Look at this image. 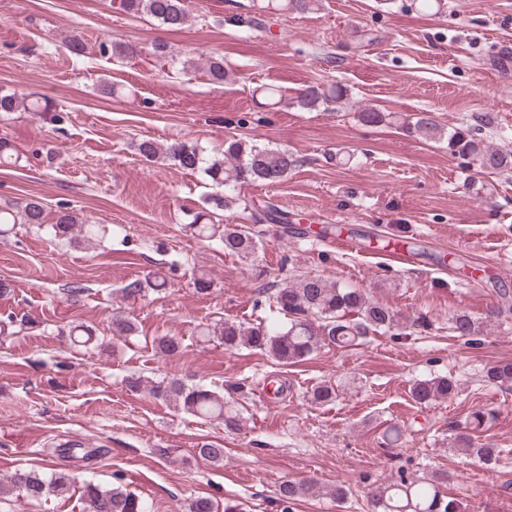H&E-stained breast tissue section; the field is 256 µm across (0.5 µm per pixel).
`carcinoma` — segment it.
Masks as SVG:
<instances>
[{
	"instance_id": "carcinoma-1",
	"label": "carcinoma",
	"mask_w": 512,
	"mask_h": 512,
	"mask_svg": "<svg viewBox=\"0 0 512 512\" xmlns=\"http://www.w3.org/2000/svg\"><path fill=\"white\" fill-rule=\"evenodd\" d=\"M318 0H278L281 11L305 13L314 9ZM124 10L132 15H145L160 21L172 31L182 29L189 21L185 0H122ZM341 97V88L335 84H312L298 96L297 104L305 110ZM36 99L16 93H0V112L40 111ZM407 132L425 139L442 136L440 124L428 112H421L416 120L406 125ZM138 154L150 162L163 159L168 164L187 171H201L217 189L231 191L238 186L263 182L276 184L287 177L297 160L286 149L271 148L255 142L232 137L225 140L224 151L219 157H207L195 144L175 142L164 147L150 140L137 144ZM448 151L460 157H475L483 169L507 170L512 167V156L491 150L482 145L477 128H459L448 135ZM228 206V197L215 193L196 212L191 223L185 225L189 232L208 241H217L224 253L241 260H253L252 271L258 278L266 276L263 266L256 263L261 231L246 224H223L214 220L216 211ZM254 223L281 224L288 229V214L273 205L267 206L263 216L249 215ZM49 224L50 234L77 247L89 244L98 236L99 227L89 224L75 212L61 210L52 220H47L43 203L36 196L27 198L20 208L0 207V226L8 224ZM167 286L165 279L157 276L128 281L120 292L125 299L141 297L147 290L160 292ZM270 310L276 313L272 320L265 319L255 325L244 326L226 321L213 328L204 327L200 336L204 341L216 338L227 351L242 346L267 353L277 362L294 364L305 360L325 344L349 347L363 342L369 333H386L399 327L398 314L371 299L366 293L347 286H340L321 276H306L291 284L266 288ZM451 328L460 337L474 336L479 324L467 313L451 318ZM135 325L125 317L112 315V334L128 336ZM486 377L496 383H512V363H495L486 370ZM456 381L448 376H434L416 381L410 389L412 399L418 404H428L446 399L454 394ZM243 387L208 389L189 386L180 381L159 382L152 387V394L174 407L203 420L216 421L228 431L240 429L243 422L237 401L224 397V393H238ZM337 398V386L324 382L309 392V401L327 405ZM458 446L466 448L481 463L494 459L495 451L488 444L474 442L470 435L455 437ZM197 454L204 460H224V449L203 443ZM442 477L399 479L377 486L370 494L371 512H456L455 502L447 499L441 490ZM71 486L68 469L53 470L50 478L26 469L16 470L9 480L0 483V494L17 492L31 500H39L50 493H63ZM315 493L311 481H284L277 490L281 512H288L290 503L300 497ZM83 497L89 512H147L145 502L137 495L118 487L103 489L92 481L85 483Z\"/></svg>"
}]
</instances>
